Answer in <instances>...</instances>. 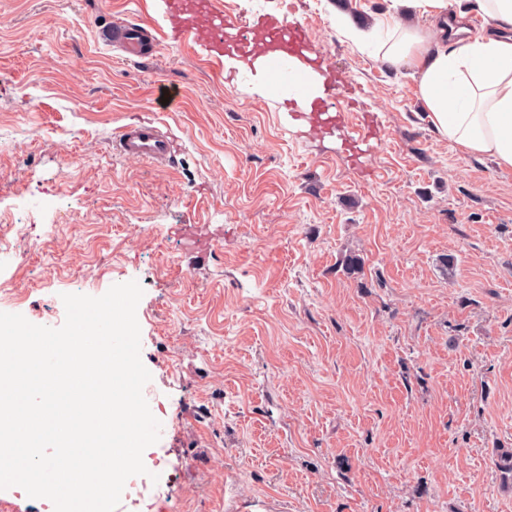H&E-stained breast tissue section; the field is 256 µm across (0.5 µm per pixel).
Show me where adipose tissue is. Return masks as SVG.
I'll return each mask as SVG.
<instances>
[{
    "label": "adipose tissue",
    "instance_id": "1",
    "mask_svg": "<svg viewBox=\"0 0 512 512\" xmlns=\"http://www.w3.org/2000/svg\"><path fill=\"white\" fill-rule=\"evenodd\" d=\"M394 2L396 13L375 30L344 18L339 24L390 66L414 70L426 117L441 137L512 170V0H475L486 23L477 36L462 17H449L447 0ZM409 14L432 17L433 24L410 25Z\"/></svg>",
    "mask_w": 512,
    "mask_h": 512
}]
</instances>
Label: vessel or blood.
Segmentation results:
<instances>
[{"label":"vessel or blood","instance_id":"obj_1","mask_svg":"<svg viewBox=\"0 0 512 512\" xmlns=\"http://www.w3.org/2000/svg\"><path fill=\"white\" fill-rule=\"evenodd\" d=\"M170 10L181 15L176 40L200 45L211 55H245L256 43L266 46V66L275 75H282L297 58H309L313 71L330 73L331 67L324 53L318 51L309 28L298 22L270 17L262 28H243L224 13L221 0H168ZM113 49L134 58H146L156 51L148 25L144 22H116L111 28ZM348 80L338 77L327 86L323 96L315 98L311 107L324 116L326 125H334L339 103L347 94ZM123 155L146 159L158 164L169 162L173 156V139L157 124L135 122L121 127L118 134Z\"/></svg>","mask_w":512,"mask_h":512}]
</instances>
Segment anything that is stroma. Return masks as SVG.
Instances as JSON below:
<instances>
[{"label": "stroma", "instance_id": "1", "mask_svg": "<svg viewBox=\"0 0 512 512\" xmlns=\"http://www.w3.org/2000/svg\"><path fill=\"white\" fill-rule=\"evenodd\" d=\"M390 9L265 0L240 16L310 27L348 73L347 128L372 119L360 155L167 38L164 0H0V213L18 227L0 312L57 328L62 294L141 285L163 464L153 510L123 512H512L493 465L512 448V171L439 136L410 70L336 27ZM115 19L154 21V57L113 52ZM138 119L178 139L171 164L113 150Z\"/></svg>", "mask_w": 512, "mask_h": 512}]
</instances>
